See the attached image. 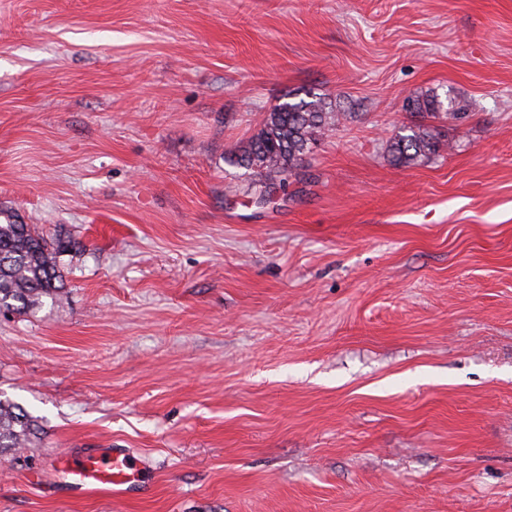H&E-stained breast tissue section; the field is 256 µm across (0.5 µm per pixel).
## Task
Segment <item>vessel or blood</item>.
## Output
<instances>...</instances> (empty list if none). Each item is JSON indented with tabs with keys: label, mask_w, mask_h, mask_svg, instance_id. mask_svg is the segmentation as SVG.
<instances>
[{
	"label": "vessel or blood",
	"mask_w": 512,
	"mask_h": 512,
	"mask_svg": "<svg viewBox=\"0 0 512 512\" xmlns=\"http://www.w3.org/2000/svg\"><path fill=\"white\" fill-rule=\"evenodd\" d=\"M139 470L134 460L120 449L105 450L91 458L63 467L65 482L75 490L108 489L123 495L138 483Z\"/></svg>",
	"instance_id": "vessel-or-blood-1"
}]
</instances>
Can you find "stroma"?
Here are the masks:
<instances>
[{
	"mask_svg": "<svg viewBox=\"0 0 512 512\" xmlns=\"http://www.w3.org/2000/svg\"><path fill=\"white\" fill-rule=\"evenodd\" d=\"M309 92L344 120L251 203ZM1 208L68 250L0 314V512H512V0H0ZM101 448L147 493L71 492ZM328 105L323 97L315 96L310 101L274 106L259 131L230 156L231 165L258 177L250 188L252 198L259 199L255 204L265 203L262 199L274 181L279 178L284 183L288 172L303 162L329 121L340 122L341 112H333ZM440 148L434 135L421 123L399 128L390 144L392 159L398 165L411 164L421 157L437 153ZM38 428L36 417L22 405L0 398V458L18 461Z\"/></svg>",
	"mask_w": 512,
	"mask_h": 512,
	"instance_id": "35a3bbf8",
	"label": "stroma"
}]
</instances>
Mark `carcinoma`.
<instances>
[{"mask_svg":"<svg viewBox=\"0 0 512 512\" xmlns=\"http://www.w3.org/2000/svg\"><path fill=\"white\" fill-rule=\"evenodd\" d=\"M437 97L413 99L409 112L423 117L436 115ZM342 114L330 110L322 97L310 101L284 102L274 106L262 127L229 158V163L258 177L253 196L262 200L274 181H284L303 162L311 146L324 134L329 121L340 122ZM440 143L425 125H405L390 144L393 161L405 165L435 154ZM0 223V311L39 308L48 297L63 296V272L59 257L66 245L49 240L33 224H24L12 214ZM38 428L36 417L22 405L0 398V458L18 461L29 447Z\"/></svg>","mask_w":512,"mask_h":512,"instance_id":"1","label":"carcinoma"}]
</instances>
